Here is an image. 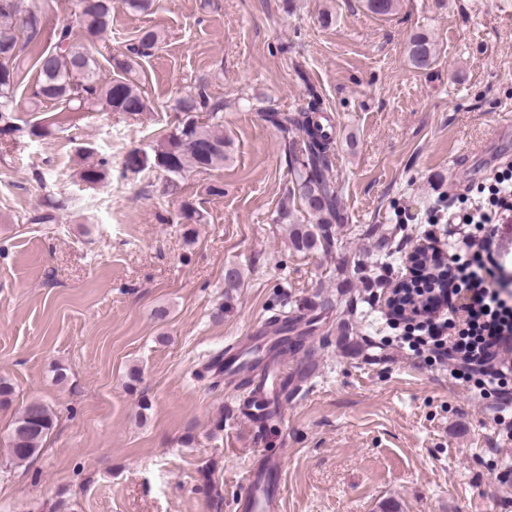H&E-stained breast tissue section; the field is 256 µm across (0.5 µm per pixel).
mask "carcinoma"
<instances>
[{
    "mask_svg": "<svg viewBox=\"0 0 512 512\" xmlns=\"http://www.w3.org/2000/svg\"><path fill=\"white\" fill-rule=\"evenodd\" d=\"M80 37L65 26L57 34L53 47L39 53L36 66L39 83L36 96L45 100H65L81 109L98 104L111 112L138 116L150 109V102L141 84L130 77H118L107 85L96 80L97 61L87 51L84 42L93 43L103 38L112 23V0H77ZM20 0H0V136H15L23 132L15 115L14 91L19 78L20 53L23 45L35 42L41 31L38 14L19 16ZM153 30L141 32L126 46L125 60L116 62L124 72L131 71L132 62L145 57L158 43ZM407 54L420 70H427L437 61L435 44L425 34L411 36ZM206 102L193 96L178 103L184 119L180 120L152 153H131L125 161L126 169L140 173L148 168L163 170L168 176V189L177 192L180 180L191 168H209L224 163L227 141L224 139L220 107L210 108L208 121L197 120L193 113ZM266 120L282 135L289 155L290 187L286 200L277 211L275 221L286 227L288 245L300 253H327L336 243V226L345 222L336 182L330 175V152L336 131L329 116L323 113L320 102L310 101L298 112H268ZM302 135L300 146H294V135ZM373 249L381 264H388L394 252L392 237L377 230L371 231ZM242 273L231 266L224 271L225 304H230L233 291L241 286ZM309 312L329 314L340 310L336 321V344L342 349L353 345V328L343 318L353 313L352 302H334L332 296H320L303 306ZM319 320L305 315L276 316L269 321L279 335L267 352L294 348L303 337L314 331ZM268 364L255 360L245 383L253 386L249 401L267 399ZM53 411L40 401H32L20 409L13 421L7 442L8 459L22 464L36 457L43 439L52 429Z\"/></svg>",
    "mask_w": 512,
    "mask_h": 512,
    "instance_id": "obj_1",
    "label": "carcinoma"
}]
</instances>
